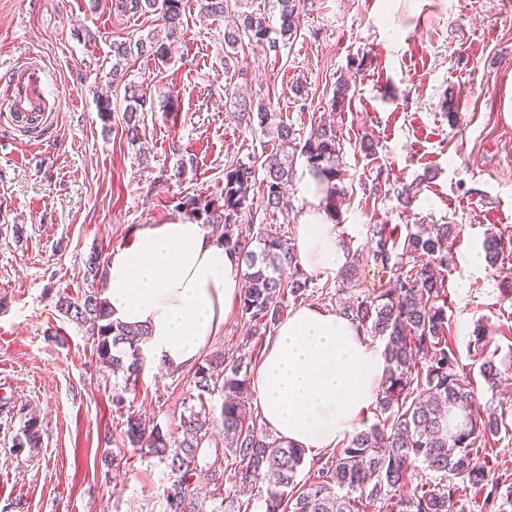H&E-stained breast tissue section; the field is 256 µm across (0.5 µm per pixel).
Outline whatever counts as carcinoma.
<instances>
[{
    "mask_svg": "<svg viewBox=\"0 0 512 512\" xmlns=\"http://www.w3.org/2000/svg\"><path fill=\"white\" fill-rule=\"evenodd\" d=\"M118 14L156 13L167 24L170 44L147 37L134 45L113 44L112 79L121 75L120 61L132 51L149 52L159 60L169 59L175 42L181 0H108ZM305 0H271L278 10L279 35L271 39L270 14L254 0H200L206 16L234 14L237 23L224 32V68L234 67L238 49L244 44L267 46L278 51L279 42L297 36ZM125 123L131 141L138 138L137 112L152 105L140 86L128 82ZM253 103L239 104L242 116L250 115ZM260 124L271 125L277 148L262 164L261 180L267 207L286 205L283 188L292 179L294 153L305 158L306 167L326 185L324 209L339 219L342 179L341 152L336 130L319 125L302 142L294 130L276 121L271 103H259ZM256 185V168L238 160L224 168L221 200L202 195L177 198L176 209L194 220L224 225V251L245 266L247 286L240 296L241 316L247 320L248 335L260 336L278 325L291 301L305 295L307 282L299 277L282 278L281 269L297 265V250L291 239L277 231L254 232L244 224L250 210V191ZM456 226L435 224L428 230L398 233L384 224L376 231L372 258L388 282L362 291L346 302L340 314L362 332L383 341L384 372L378 386L375 422L363 427L343 446L314 461L306 460L305 449L275 437L248 412L245 398L250 388V369L234 357L205 358L195 365L193 385L199 405L181 415L178 429L183 439L172 436L134 413L126 416L121 432L124 444L155 456L169 470L163 493L164 512H199L196 481L200 466L197 449L209 436L215 419L206 396L216 393L224 401L220 424L224 447L215 450L211 480L225 479L220 508L214 512H247L239 502L246 485L266 486L264 512H466L458 506L474 489L484 493L488 512H512V481L498 475L485 461L482 446L508 428L505 413L495 408L474 407L476 391L460 371L456 351L448 345V306L445 277L452 259L449 242ZM485 259L494 264L503 255L501 238L492 235L483 242ZM58 311L85 328L95 345L99 363L114 374H123L125 385H134L142 366V345L149 331L112 320L107 299L96 292L74 299L62 295ZM489 338L475 336L482 355L480 373L495 384L498 368L487 355ZM435 475L421 479L415 464ZM311 474L297 482L300 470Z\"/></svg>",
    "mask_w": 512,
    "mask_h": 512,
    "instance_id": "carcinoma-1",
    "label": "carcinoma"
}]
</instances>
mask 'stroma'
<instances>
[{"mask_svg": "<svg viewBox=\"0 0 512 512\" xmlns=\"http://www.w3.org/2000/svg\"><path fill=\"white\" fill-rule=\"evenodd\" d=\"M230 18L182 0L171 59L133 54L124 81L154 99L139 113L138 139L122 118L124 82H111L112 45L165 35L158 14L120 15L97 0H0V512H161L168 470L124 447L127 413L175 431L190 405L192 369L142 363L136 390L101 366L83 328L55 308L58 296L96 290L85 264L146 224L179 218L173 200L220 198L224 168L263 162L270 130L238 117L236 102L270 97L281 120L308 137L333 122L344 190L339 240L357 261L350 280L300 267L309 287L289 310L338 312L377 287V225L455 224L448 269V337L476 385L480 408L512 414V0H307L296 38L272 53L245 46L240 71L224 70ZM43 71L50 111H14L17 67ZM348 82L342 110L329 102ZM112 101L102 120L98 98ZM376 145L375 157L360 149ZM187 159L177 172L178 159ZM385 182L383 195L371 192ZM418 182L403 208L397 192ZM285 211H266L254 189L255 223L297 237L306 206L289 182ZM500 235L502 260L476 269L468 254ZM239 309L204 350L211 358L265 346ZM492 337L497 387L480 373L472 344ZM36 418L37 447L17 448L23 416Z\"/></svg>", "mask_w": 512, "mask_h": 512, "instance_id": "35a3bbf8", "label": "stroma"}]
</instances>
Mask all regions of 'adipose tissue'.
Instances as JSON below:
<instances>
[{
	"mask_svg": "<svg viewBox=\"0 0 512 512\" xmlns=\"http://www.w3.org/2000/svg\"><path fill=\"white\" fill-rule=\"evenodd\" d=\"M307 203L297 250L313 272L348 260L323 196L305 177ZM112 317L148 328L146 347L160 365L187 368L222 328L242 288L236 262L203 224L175 220L140 228L104 264ZM384 360L343 315L304 306L280 324L251 381L263 422L306 452L335 447L354 433L376 399Z\"/></svg>",
	"mask_w": 512,
	"mask_h": 512,
	"instance_id": "obj_1",
	"label": "adipose tissue"
}]
</instances>
